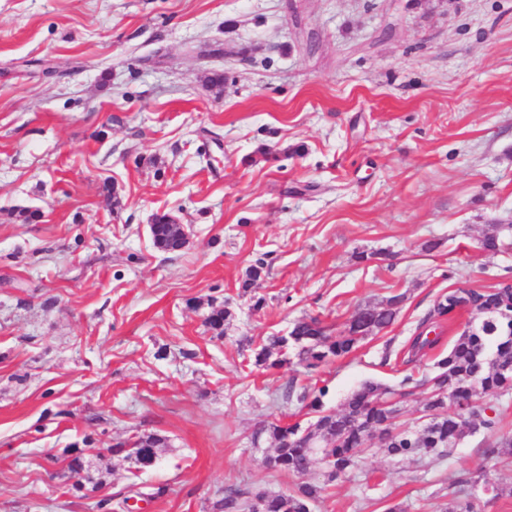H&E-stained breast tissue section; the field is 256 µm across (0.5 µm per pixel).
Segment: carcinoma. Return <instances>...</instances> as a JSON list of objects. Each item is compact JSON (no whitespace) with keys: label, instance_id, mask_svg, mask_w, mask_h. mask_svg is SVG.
<instances>
[{"label":"carcinoma","instance_id":"obj_1","mask_svg":"<svg viewBox=\"0 0 512 512\" xmlns=\"http://www.w3.org/2000/svg\"><path fill=\"white\" fill-rule=\"evenodd\" d=\"M171 221L172 216L164 212L152 218L153 241L163 251L180 249ZM461 292L462 299L456 301L449 300L446 294L440 295L421 326L449 316L466 304L475 315L474 322L436 356L432 377L418 380L409 373L400 381L402 388L412 384L427 386L423 412L429 416L428 421L411 430L397 429L394 408L382 405L397 390L374 380L363 382L338 410L325 409L323 398L328 394L327 388L311 392L304 387L297 392L291 385L286 398L296 399L314 413V419L305 425L279 421L268 425L265 432L273 446L270 457L274 459L270 470L304 474L311 468L313 456L320 454L335 467L336 474L329 478L334 482L348 476L357 453L371 447L374 439L388 455H419L441 460L454 445L469 436L474 426L481 424L486 430L494 431L497 420L487 414L490 407L476 403L474 396L478 391L486 396L512 393V284L502 282L483 292L463 288ZM402 299L403 295L397 294L380 305L366 306L334 336L316 319L300 320L288 335L267 337L266 343L254 351L252 364L258 368L282 367L291 363L289 353L294 351L298 364L310 370L345 357L366 339L393 324ZM230 317L228 306L217 307L211 310L206 325L221 337ZM440 342L438 335L430 339L418 334L411 344L412 355L434 350ZM275 352L279 358L273 360L271 356ZM165 444V437L149 434L115 443L106 452L122 454L143 467L159 458L158 451ZM482 454L487 459L512 456V437L486 444ZM89 467L82 449L68 450V471L79 474ZM323 490L317 483L302 481L287 494L267 492L258 511L250 493L237 487L227 488L214 509L216 512H311L310 506Z\"/></svg>","mask_w":512,"mask_h":512}]
</instances>
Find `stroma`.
<instances>
[{
	"instance_id": "obj_1",
	"label": "stroma",
	"mask_w": 512,
	"mask_h": 512,
	"mask_svg": "<svg viewBox=\"0 0 512 512\" xmlns=\"http://www.w3.org/2000/svg\"><path fill=\"white\" fill-rule=\"evenodd\" d=\"M158 212L188 228L181 251L154 247ZM505 280L512 0H0V512L288 492L253 439L307 422L288 387H327L336 409L364 381L430 373L434 352L402 360L438 296ZM396 294L390 327L315 372L248 364L298 320L333 334ZM481 402L495 432L438 461L360 453L313 512H444L477 469L512 486V458L481 455L512 436V394ZM153 432L156 466L107 452ZM67 448L102 449L98 492L70 490Z\"/></svg>"
}]
</instances>
